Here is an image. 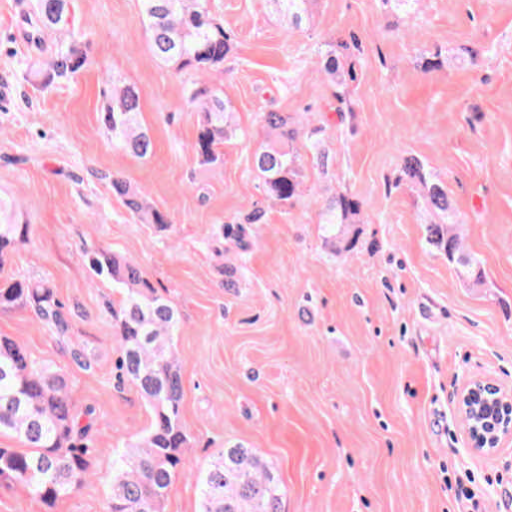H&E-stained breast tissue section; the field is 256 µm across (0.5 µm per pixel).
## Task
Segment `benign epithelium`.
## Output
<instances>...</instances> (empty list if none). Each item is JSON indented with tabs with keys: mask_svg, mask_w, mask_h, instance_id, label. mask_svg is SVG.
<instances>
[{
	"mask_svg": "<svg viewBox=\"0 0 512 512\" xmlns=\"http://www.w3.org/2000/svg\"><path fill=\"white\" fill-rule=\"evenodd\" d=\"M487 386L497 392L491 399L484 396L483 388ZM486 407L499 411V423L487 425ZM457 409L475 452L493 453L512 442V388H502L487 377L472 378L459 390Z\"/></svg>",
	"mask_w": 512,
	"mask_h": 512,
	"instance_id": "benign-epithelium-1",
	"label": "benign epithelium"
}]
</instances>
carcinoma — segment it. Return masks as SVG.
I'll list each match as a JSON object with an SVG mask.
<instances>
[{"mask_svg": "<svg viewBox=\"0 0 512 512\" xmlns=\"http://www.w3.org/2000/svg\"><path fill=\"white\" fill-rule=\"evenodd\" d=\"M292 23L301 24L313 0H276ZM141 17L149 33L152 54L177 73L188 76V102L199 113L192 152L203 165L224 163V140L233 133L231 108L224 90L205 77L224 70L234 51L231 34L217 18L210 0H140ZM71 0H36L22 22L28 39L40 47L45 35H61L49 59L29 76L46 87L78 73L87 58L68 36ZM344 43H329L322 56L327 78L345 86L355 74ZM107 102L100 114L104 134L125 153L146 158L153 142L140 125L141 90L120 78L108 80ZM266 139L253 156L268 198L286 207L303 194V166L295 148L301 128L279 112L262 115ZM399 180L418 192L432 216L426 237L454 266L459 279L482 284L480 261L464 250L457 230L458 216L448 188L420 158L402 159ZM112 195L144 224L165 228L168 214L152 205L143 190L112 176ZM361 201L336 192L321 212L325 245L335 254L355 250L356 217ZM29 225L15 221L11 202L0 198V265L24 243ZM92 275L112 282L121 298L112 308V325L119 343L116 369L131 384L151 412V424L139 441L113 459L114 481L106 512H163L172 480L182 473V448L187 442L181 419L183 379L174 336L178 313L157 293L141 265L106 249L83 253ZM31 309L41 325L60 343L69 345L70 324L53 289L45 281L13 277L0 282V311ZM17 434L23 450L0 448V482L18 484L47 507L75 493L90 479L91 449L84 444L89 426L81 423L64 376L32 358L16 340L0 336V430ZM202 512H280L281 485L274 469L250 448H226L201 472Z\"/></svg>", "mask_w": 512, "mask_h": 512, "instance_id": "1", "label": "carcinoma"}]
</instances>
